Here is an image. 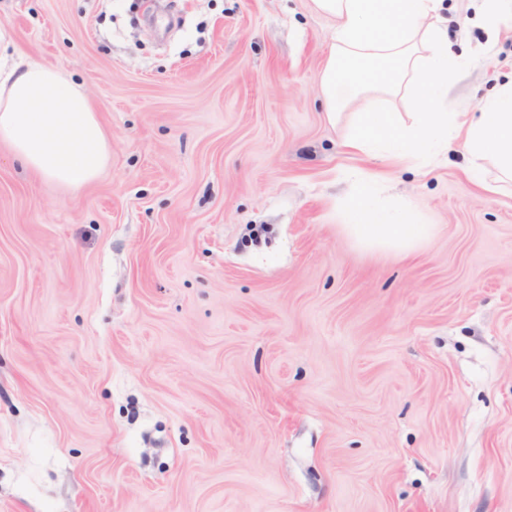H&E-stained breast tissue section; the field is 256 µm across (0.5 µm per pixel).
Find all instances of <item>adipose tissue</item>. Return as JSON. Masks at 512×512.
Listing matches in <instances>:
<instances>
[{"instance_id": "1", "label": "adipose tissue", "mask_w": 512, "mask_h": 512, "mask_svg": "<svg viewBox=\"0 0 512 512\" xmlns=\"http://www.w3.org/2000/svg\"><path fill=\"white\" fill-rule=\"evenodd\" d=\"M312 3L335 25L320 85L326 113L333 120L358 107L347 147L400 158L448 150L455 117L417 112L406 125L377 106L404 94L433 104L447 92L453 63L439 26L441 0ZM0 142L27 170L70 190L95 181L110 158L106 132L82 88L63 69L24 60L0 74ZM463 146L473 161L489 162L499 182H512V80L481 102ZM352 209L353 231L367 244L406 252L431 232L360 196Z\"/></svg>"}]
</instances>
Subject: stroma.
<instances>
[{
  "mask_svg": "<svg viewBox=\"0 0 512 512\" xmlns=\"http://www.w3.org/2000/svg\"><path fill=\"white\" fill-rule=\"evenodd\" d=\"M445 111L512 80L443 0ZM110 161L70 191L0 143V512H512V189L461 144L354 154L311 0H0ZM369 187L431 235L361 244Z\"/></svg>",
  "mask_w": 512,
  "mask_h": 512,
  "instance_id": "obj_1",
  "label": "stroma"
}]
</instances>
